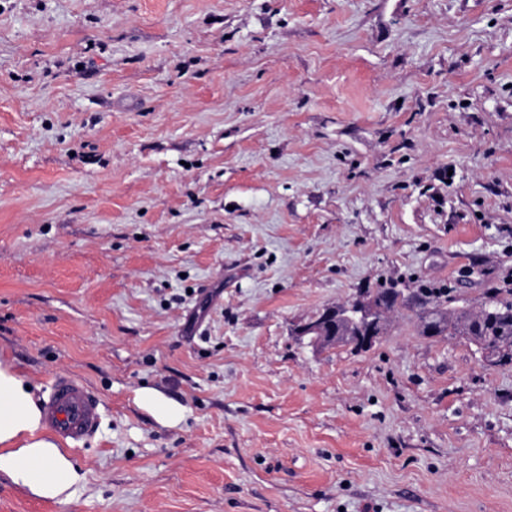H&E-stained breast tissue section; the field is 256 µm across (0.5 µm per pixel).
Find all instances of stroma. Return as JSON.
<instances>
[{
  "mask_svg": "<svg viewBox=\"0 0 512 512\" xmlns=\"http://www.w3.org/2000/svg\"><path fill=\"white\" fill-rule=\"evenodd\" d=\"M384 282L512 290V0H0V365L104 403L0 512H512V364L294 336Z\"/></svg>",
  "mask_w": 512,
  "mask_h": 512,
  "instance_id": "1",
  "label": "stroma"
}]
</instances>
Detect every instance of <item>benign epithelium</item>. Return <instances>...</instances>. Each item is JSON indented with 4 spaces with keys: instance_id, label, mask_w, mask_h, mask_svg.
<instances>
[{
    "instance_id": "benign-epithelium-1",
    "label": "benign epithelium",
    "mask_w": 512,
    "mask_h": 512,
    "mask_svg": "<svg viewBox=\"0 0 512 512\" xmlns=\"http://www.w3.org/2000/svg\"><path fill=\"white\" fill-rule=\"evenodd\" d=\"M368 325L367 335L362 336L352 328L354 318ZM384 333V311L364 297L347 304L328 306L310 321L297 325L295 335L308 339L315 349H322L338 343L368 347Z\"/></svg>"
}]
</instances>
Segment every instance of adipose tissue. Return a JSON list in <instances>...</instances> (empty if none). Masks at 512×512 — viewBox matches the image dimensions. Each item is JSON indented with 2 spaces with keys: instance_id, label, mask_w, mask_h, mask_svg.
Instances as JSON below:
<instances>
[{
  "instance_id": "adipose-tissue-1",
  "label": "adipose tissue",
  "mask_w": 512,
  "mask_h": 512,
  "mask_svg": "<svg viewBox=\"0 0 512 512\" xmlns=\"http://www.w3.org/2000/svg\"><path fill=\"white\" fill-rule=\"evenodd\" d=\"M39 410L23 381L0 367V469L46 497H59L70 488L74 471L56 445L40 435Z\"/></svg>"
}]
</instances>
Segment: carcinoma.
I'll return each mask as SVG.
<instances>
[{
  "mask_svg": "<svg viewBox=\"0 0 512 512\" xmlns=\"http://www.w3.org/2000/svg\"><path fill=\"white\" fill-rule=\"evenodd\" d=\"M441 291L436 288H420L416 294L417 303L430 306L426 315L421 317L420 335H426L427 317L442 312L436 299ZM378 306L385 311H393L399 306L407 305L402 293L396 288L384 287L369 293ZM464 336L476 345H481L496 353L498 364L512 363V302L490 299L478 312H448L446 320L436 332L443 336Z\"/></svg>",
  "mask_w": 512,
  "mask_h": 512,
  "instance_id": "cac0c4a2",
  "label": "carcinoma"
}]
</instances>
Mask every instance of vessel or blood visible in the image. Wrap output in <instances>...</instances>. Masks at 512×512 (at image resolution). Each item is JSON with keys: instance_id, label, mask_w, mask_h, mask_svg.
Listing matches in <instances>:
<instances>
[{"instance_id": "vessel-or-blood-1", "label": "vessel or blood", "mask_w": 512, "mask_h": 512, "mask_svg": "<svg viewBox=\"0 0 512 512\" xmlns=\"http://www.w3.org/2000/svg\"><path fill=\"white\" fill-rule=\"evenodd\" d=\"M102 408L100 396L66 372L54 374L41 402L45 428L74 447L83 444L99 429Z\"/></svg>"}]
</instances>
